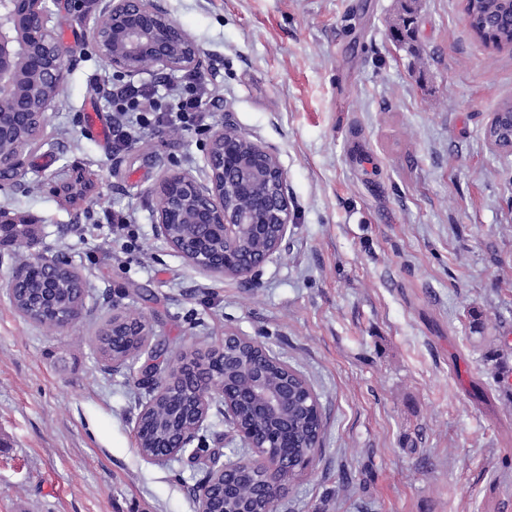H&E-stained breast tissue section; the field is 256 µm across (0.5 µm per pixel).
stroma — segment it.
Wrapping results in <instances>:
<instances>
[{"instance_id":"35a3bbf8","label":"stroma","mask_w":512,"mask_h":512,"mask_svg":"<svg viewBox=\"0 0 512 512\" xmlns=\"http://www.w3.org/2000/svg\"><path fill=\"white\" fill-rule=\"evenodd\" d=\"M159 2L204 52L205 132L116 142L117 76L84 43L98 7L75 0L54 18L69 53L48 140L21 186L0 180L86 279L81 318L46 330L8 295L26 249L0 246V512H196L204 469L140 454L139 366L96 349L116 305L168 355L237 332L305 376L322 449L278 512H512V154L485 136L512 50L474 37L466 0H418L409 45L390 37L401 0ZM227 124L276 152L295 209L253 281L207 276L155 227L159 177L200 175ZM238 446L212 406L199 453Z\"/></svg>"}]
</instances>
